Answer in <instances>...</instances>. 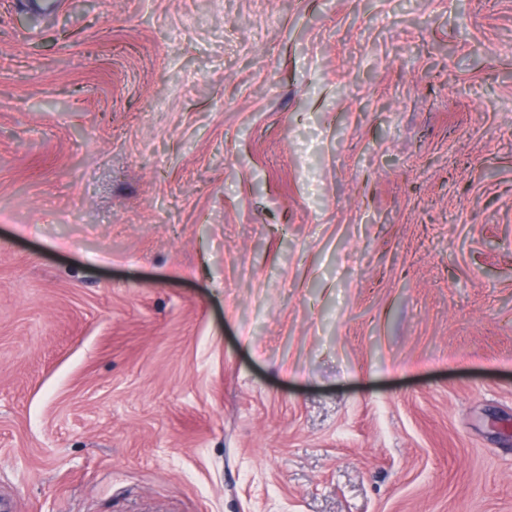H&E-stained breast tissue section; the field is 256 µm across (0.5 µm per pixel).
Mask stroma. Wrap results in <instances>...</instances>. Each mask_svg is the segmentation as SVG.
Returning a JSON list of instances; mask_svg holds the SVG:
<instances>
[{
	"instance_id": "35a3bbf8",
	"label": "stroma",
	"mask_w": 512,
	"mask_h": 512,
	"mask_svg": "<svg viewBox=\"0 0 512 512\" xmlns=\"http://www.w3.org/2000/svg\"><path fill=\"white\" fill-rule=\"evenodd\" d=\"M17 512H512V0H0Z\"/></svg>"
}]
</instances>
